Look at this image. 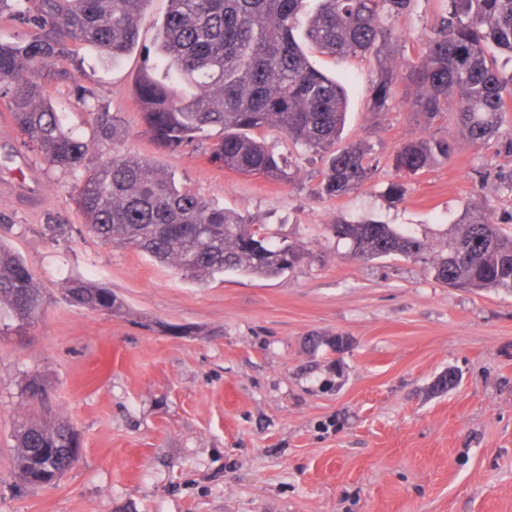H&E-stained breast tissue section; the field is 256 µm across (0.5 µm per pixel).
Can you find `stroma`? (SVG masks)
<instances>
[{
    "label": "stroma",
    "mask_w": 512,
    "mask_h": 512,
    "mask_svg": "<svg viewBox=\"0 0 512 512\" xmlns=\"http://www.w3.org/2000/svg\"><path fill=\"white\" fill-rule=\"evenodd\" d=\"M439 8L411 0L390 20L384 55L310 52L346 88L344 142L379 160L337 199L316 194L324 158L276 129L264 137L292 160L289 184L220 168L203 142L158 149L134 96L138 52L114 60L85 46L71 80L46 81L49 101L91 142L87 167L147 160L301 246V262L275 278L196 280L101 244L75 204L81 172L25 147L0 101V245L43 294L33 324L0 336V512H512V292L448 287L419 260L351 259L327 230L374 220L437 248L475 208L512 227V196L497 180L512 169L511 141L471 146L453 116L416 112L401 83L388 111L370 108L382 67L405 71ZM98 111L117 116L121 138L93 139ZM432 139L455 152L398 178L397 148ZM397 181L398 201L388 194ZM77 278L111 288L120 308L73 305L65 288ZM316 334L347 336L350 348H312ZM449 370L457 384L434 391ZM31 375L82 440L78 462L47 488L22 485L12 465L16 422L42 411L23 392Z\"/></svg>",
    "instance_id": "stroma-1"
}]
</instances>
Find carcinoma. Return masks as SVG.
<instances>
[{
  "label": "carcinoma",
  "instance_id": "cac0c4a2",
  "mask_svg": "<svg viewBox=\"0 0 512 512\" xmlns=\"http://www.w3.org/2000/svg\"><path fill=\"white\" fill-rule=\"evenodd\" d=\"M150 0H0L5 17L24 32L0 40V96L12 122L47 161L60 169L85 167L89 145L66 126L47 100L36 74L70 77L67 65L87 45L117 59L139 41L137 21ZM157 44L143 47L135 96L146 134L159 147L179 152L210 131L211 162L246 176L289 182L291 173L263 141L276 128L308 150L328 157L317 193L343 197L371 179L370 152L355 144L337 147L345 121L342 87L310 63L304 47L331 57L381 53L393 37L387 19L410 0H169ZM512 62V0H447L425 46L401 74L383 71L370 89L372 110L389 109L404 78L415 89L412 106L431 121L448 111L458 93L456 122L472 145L503 134L512 75L495 54ZM114 117L99 112L94 134L116 136ZM452 141H410L394 153L399 175L412 176L437 158H448ZM75 204L88 230L104 245H129L189 278L236 273L276 277L302 258L295 245L272 244L265 225L246 223L185 187L174 176L134 158H112L89 168ZM332 237L346 241L351 257L421 260L426 240L388 224L339 222ZM436 280L450 288L512 291V234L483 211L464 218L429 261ZM70 301L89 311L113 310L112 290L81 279L69 281ZM43 305L28 265L0 246V335L32 323ZM13 468L22 483L56 484L73 467L78 430L66 419L25 418L13 433Z\"/></svg>",
  "mask_w": 512,
  "mask_h": 512
}]
</instances>
